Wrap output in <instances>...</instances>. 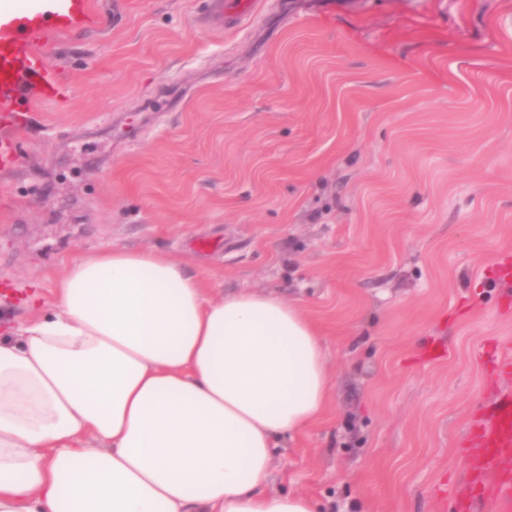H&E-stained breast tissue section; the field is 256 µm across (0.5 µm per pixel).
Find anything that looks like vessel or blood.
I'll use <instances>...</instances> for the list:
<instances>
[{"instance_id":"vessel-or-blood-1","label":"vessel or blood","mask_w":512,"mask_h":512,"mask_svg":"<svg viewBox=\"0 0 512 512\" xmlns=\"http://www.w3.org/2000/svg\"><path fill=\"white\" fill-rule=\"evenodd\" d=\"M231 22L253 13L257 0H212ZM91 0H33L24 10L0 12V121L20 123L35 99L61 93V77L43 51L50 34L98 26ZM471 496L493 506H512V393L504 394L491 420L474 435L468 450Z\"/></svg>"}]
</instances>
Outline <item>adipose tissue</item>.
Listing matches in <instances>:
<instances>
[{
    "label": "adipose tissue",
    "mask_w": 512,
    "mask_h": 512,
    "mask_svg": "<svg viewBox=\"0 0 512 512\" xmlns=\"http://www.w3.org/2000/svg\"><path fill=\"white\" fill-rule=\"evenodd\" d=\"M328 402L297 305L210 299L182 261L101 250L0 338V512H317L265 481Z\"/></svg>",
    "instance_id": "obj_1"
}]
</instances>
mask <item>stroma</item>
I'll return each instance as SVG.
<instances>
[{"label": "stroma", "mask_w": 512, "mask_h": 512, "mask_svg": "<svg viewBox=\"0 0 512 512\" xmlns=\"http://www.w3.org/2000/svg\"><path fill=\"white\" fill-rule=\"evenodd\" d=\"M52 36L67 99L0 170V336L118 245L207 296L299 304L330 404L271 491L323 512H460L463 456L512 375V0H92ZM215 8L224 18L237 23L241 22L253 13L257 0H212Z\"/></svg>", "instance_id": "35a3bbf8"}]
</instances>
